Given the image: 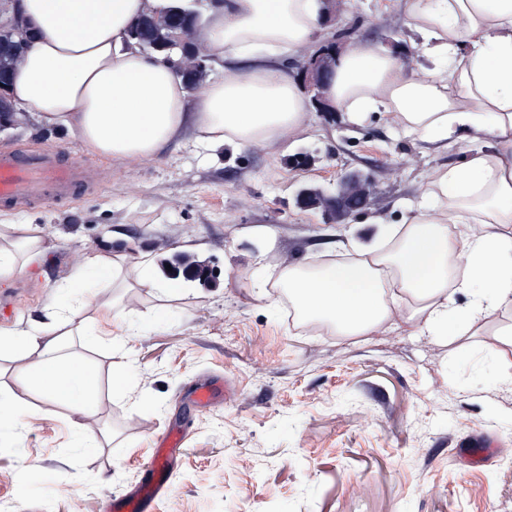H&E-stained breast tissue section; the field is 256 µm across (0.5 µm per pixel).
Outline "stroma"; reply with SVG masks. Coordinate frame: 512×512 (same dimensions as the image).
Wrapping results in <instances>:
<instances>
[{
    "label": "stroma",
    "instance_id": "35a3bbf8",
    "mask_svg": "<svg viewBox=\"0 0 512 512\" xmlns=\"http://www.w3.org/2000/svg\"><path fill=\"white\" fill-rule=\"evenodd\" d=\"M335 17L339 48L398 54L409 44L397 0H338ZM44 146L82 161L91 191L12 210L50 248L0 284V327L41 317L93 252L145 251L163 267L183 255L213 278L166 301L136 295V319L164 312L167 324L130 337L124 353L91 352L109 445L71 447L65 406L0 438V512H103L172 427L187 438L155 512H512V348L488 336L451 343L403 323L326 336L293 324L286 305L268 308L247 278L258 266L339 259L346 230L372 235L373 225L301 207L302 188L331 194L345 170L363 171L376 185L370 212L398 223L460 152L403 137L382 117L355 127L339 112H311L303 135L271 147L206 160L187 134L131 165L86 153L64 128L29 118L0 126V151ZM301 154L309 166H295ZM198 381L223 389L203 411L185 395ZM476 441L480 462L463 455Z\"/></svg>",
    "mask_w": 512,
    "mask_h": 512
}]
</instances>
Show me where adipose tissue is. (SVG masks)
Instances as JSON below:
<instances>
[{"instance_id": "adipose-tissue-1", "label": "adipose tissue", "mask_w": 512, "mask_h": 512, "mask_svg": "<svg viewBox=\"0 0 512 512\" xmlns=\"http://www.w3.org/2000/svg\"><path fill=\"white\" fill-rule=\"evenodd\" d=\"M401 2L426 73L408 71L385 48L350 47L336 57L325 100L351 125L384 117L405 135L462 148V162L436 170L402 222L368 216L374 243L341 242L355 258L290 265L273 279L259 267L250 279L259 289L275 282L302 321L339 336L400 321L435 336L485 334L512 346V325L491 324L512 311V0ZM192 7V0H20L29 42L8 97L18 113L65 127L86 151L126 164L153 160L188 129L213 153L304 132L307 99L285 61L328 38L325 0H211L200 38L221 74L196 95L165 54L128 44L143 13ZM45 251L31 225L0 219V281L25 275ZM98 289L177 294L149 255L85 256L42 318L0 327L11 378L0 385V429H21L26 398L35 395L47 415L69 406L78 443L110 440L94 432L103 409L96 368L68 354L69 339L109 347L145 326L118 306L110 317L90 316L86 298Z\"/></svg>"}]
</instances>
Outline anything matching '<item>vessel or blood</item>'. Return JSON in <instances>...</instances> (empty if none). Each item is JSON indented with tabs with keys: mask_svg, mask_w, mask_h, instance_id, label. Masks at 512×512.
Returning a JSON list of instances; mask_svg holds the SVG:
<instances>
[{
	"mask_svg": "<svg viewBox=\"0 0 512 512\" xmlns=\"http://www.w3.org/2000/svg\"><path fill=\"white\" fill-rule=\"evenodd\" d=\"M87 191L80 167L52 147L0 151V206L23 208L38 201L70 202ZM221 395L219 386L202 382L189 398L196 409L209 407ZM184 441L183 430L167 431L142 467L133 491L110 496L104 512H151L170 490L171 465Z\"/></svg>",
	"mask_w": 512,
	"mask_h": 512,
	"instance_id": "1",
	"label": "vessel or blood"
}]
</instances>
